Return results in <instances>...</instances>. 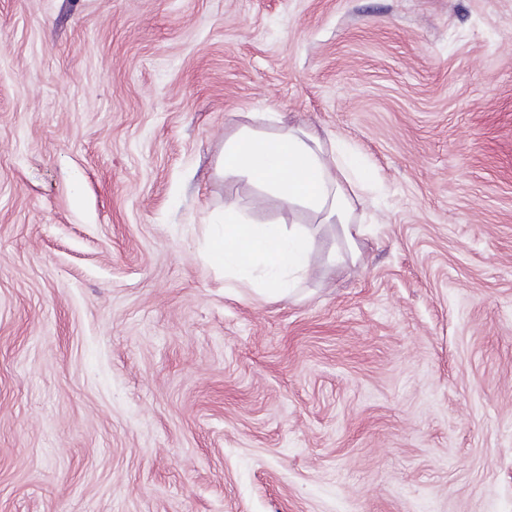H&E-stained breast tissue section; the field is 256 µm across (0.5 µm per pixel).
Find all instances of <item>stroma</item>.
<instances>
[{
	"label": "stroma",
	"instance_id": "stroma-1",
	"mask_svg": "<svg viewBox=\"0 0 512 512\" xmlns=\"http://www.w3.org/2000/svg\"><path fill=\"white\" fill-rule=\"evenodd\" d=\"M283 124L375 175L289 301L208 254ZM0 512H512V0H0Z\"/></svg>",
	"mask_w": 512,
	"mask_h": 512
}]
</instances>
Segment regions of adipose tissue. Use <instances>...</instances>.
I'll return each mask as SVG.
<instances>
[{
	"instance_id": "adipose-tissue-1",
	"label": "adipose tissue",
	"mask_w": 512,
	"mask_h": 512,
	"mask_svg": "<svg viewBox=\"0 0 512 512\" xmlns=\"http://www.w3.org/2000/svg\"><path fill=\"white\" fill-rule=\"evenodd\" d=\"M219 165L225 178L249 179L283 208L303 209L319 223L336 225L344 248L332 254V262L360 259L358 240L365 227L355 221L352 196L367 189L372 172L345 144H328L291 126L272 134L242 130L225 140ZM253 206L250 199L225 200L211 255L225 278L257 295L295 298L312 264V232L303 224L250 222Z\"/></svg>"
}]
</instances>
